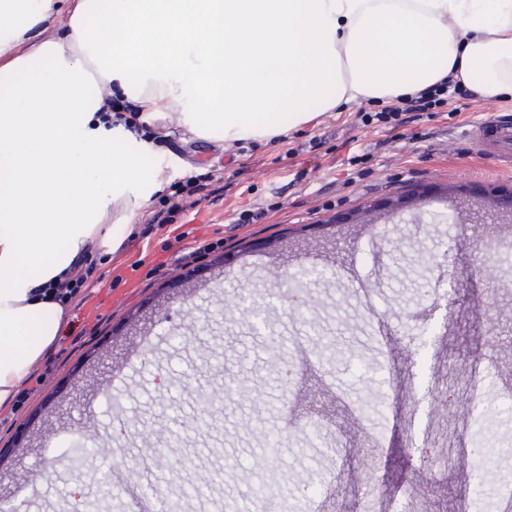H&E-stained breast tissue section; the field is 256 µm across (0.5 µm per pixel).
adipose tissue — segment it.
<instances>
[{
  "instance_id": "1",
  "label": "adipose tissue",
  "mask_w": 512,
  "mask_h": 512,
  "mask_svg": "<svg viewBox=\"0 0 512 512\" xmlns=\"http://www.w3.org/2000/svg\"><path fill=\"white\" fill-rule=\"evenodd\" d=\"M53 2L0 0V404L59 339L56 285L115 251L111 216L162 183L134 133L97 120L107 89L223 141L448 75L512 95V0H74L62 41Z\"/></svg>"
}]
</instances>
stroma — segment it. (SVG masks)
<instances>
[{
    "mask_svg": "<svg viewBox=\"0 0 512 512\" xmlns=\"http://www.w3.org/2000/svg\"><path fill=\"white\" fill-rule=\"evenodd\" d=\"M390 98L320 112L284 139L210 141L169 111L145 167L161 188L117 226L103 280L0 406V502L22 512H484L512 477V277L477 273L474 242L512 228L481 210L512 168L473 153L466 125L512 96L378 120ZM215 175L190 206L199 241L133 240L161 198ZM403 198V219L387 201ZM259 206L263 218L238 221ZM137 268L132 292L117 274ZM309 284L287 295L299 272ZM496 334L494 347L476 339ZM92 434L81 469L72 443Z\"/></svg>",
    "mask_w": 512,
    "mask_h": 512,
    "instance_id": "1",
    "label": "stroma"
}]
</instances>
